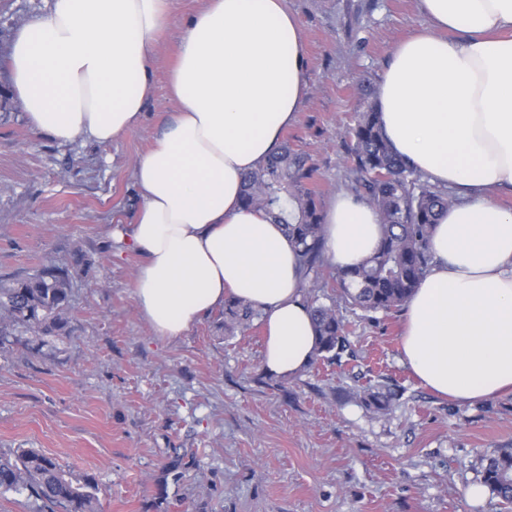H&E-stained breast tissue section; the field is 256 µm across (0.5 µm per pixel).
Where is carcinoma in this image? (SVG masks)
Here are the masks:
<instances>
[{
	"label": "carcinoma",
	"instance_id": "1",
	"mask_svg": "<svg viewBox=\"0 0 512 512\" xmlns=\"http://www.w3.org/2000/svg\"><path fill=\"white\" fill-rule=\"evenodd\" d=\"M364 96L367 104L349 131L348 173L355 195L379 215L382 237L377 251L361 265L336 267L338 288L327 292L328 284H319L326 264L324 224L304 156L285 145L244 181V204L283 225L304 279L313 281L305 299L316 336L314 362H338L350 350L351 322L340 313L339 303L360 310L362 320H374L408 302L430 268L433 230L450 199L448 189L430 183L393 151L381 126L376 90L366 87ZM72 279L69 269L48 265L24 279L1 283L0 348L19 339L20 332L46 337L60 328ZM259 316L257 308L240 298L224 301V322L231 330L248 329ZM399 396L383 386L355 394L366 410L382 415ZM481 476L499 505L512 512V448L485 457ZM8 494L33 497L63 512H100L89 480L74 477L35 448L0 451V497Z\"/></svg>",
	"mask_w": 512,
	"mask_h": 512
}]
</instances>
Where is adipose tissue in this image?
Segmentation results:
<instances>
[{
  "label": "adipose tissue",
  "mask_w": 512,
  "mask_h": 512,
  "mask_svg": "<svg viewBox=\"0 0 512 512\" xmlns=\"http://www.w3.org/2000/svg\"><path fill=\"white\" fill-rule=\"evenodd\" d=\"M427 23L390 51L378 110L394 151L454 201L434 263L406 304L403 362L467 403L512 393V0H418ZM180 29L169 73L178 104L135 164L141 204L119 235L143 260L135 298L161 336H181L236 296L263 317V363L308 366L316 340L299 260L281 225L241 202L245 174L280 147L306 92L303 31L285 0H54L8 57L30 125L68 144H107L140 122L157 35ZM325 256L359 266L381 237L375 209L339 193L323 213Z\"/></svg>",
  "instance_id": "adipose-tissue-1"
}]
</instances>
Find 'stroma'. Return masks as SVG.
<instances>
[{
	"mask_svg": "<svg viewBox=\"0 0 512 512\" xmlns=\"http://www.w3.org/2000/svg\"><path fill=\"white\" fill-rule=\"evenodd\" d=\"M50 0H0V279L52 262L75 274L64 324L33 350L0 351V450L35 448L98 486L102 512H499L471 499L482 456L512 448V395L460 405L402 361L404 319L353 320L355 357L293 377L263 364L264 328H224L216 307L180 337L139 315L142 257L114 234L139 200L132 171L176 108L167 74L179 44L157 41L141 124L101 145L31 128L6 60ZM303 29L307 92L285 139L315 169L320 203L350 189L345 137L389 51L426 24L417 0H287ZM393 412L349 391L385 382ZM182 467L170 470L173 460Z\"/></svg>",
	"mask_w": 512,
	"mask_h": 512,
	"instance_id": "1",
	"label": "stroma"
}]
</instances>
